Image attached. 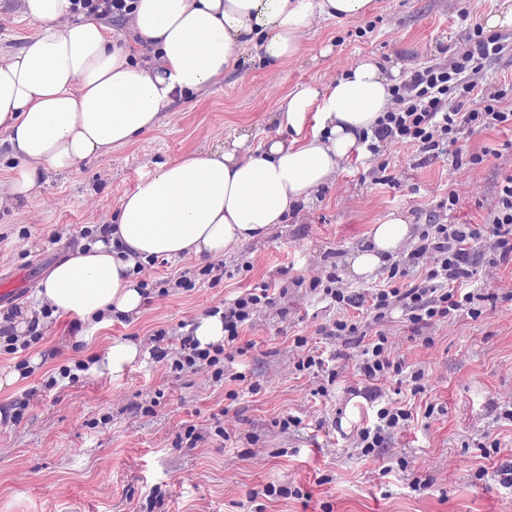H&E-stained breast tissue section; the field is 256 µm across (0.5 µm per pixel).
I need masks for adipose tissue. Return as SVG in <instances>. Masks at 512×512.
Wrapping results in <instances>:
<instances>
[{"instance_id": "1", "label": "adipose tissue", "mask_w": 512, "mask_h": 512, "mask_svg": "<svg viewBox=\"0 0 512 512\" xmlns=\"http://www.w3.org/2000/svg\"><path fill=\"white\" fill-rule=\"evenodd\" d=\"M372 0H134L133 25L155 43L159 60L130 61L111 30L72 20L73 0H23L36 26L30 44L0 62V129L25 166L11 191L30 193L45 172L79 169L152 129L166 106L210 86L253 47L273 59L295 56L316 16L357 18ZM392 82L373 58L355 62L325 93L294 89L279 114L287 139L249 148L192 153L161 164L125 195L106 235L82 244L41 282L38 299L57 313L95 320L138 312V263L216 257L283 223L309 200L372 133ZM411 226L392 213L369 232V248L351 260L366 278L383 255L406 241Z\"/></svg>"}]
</instances>
